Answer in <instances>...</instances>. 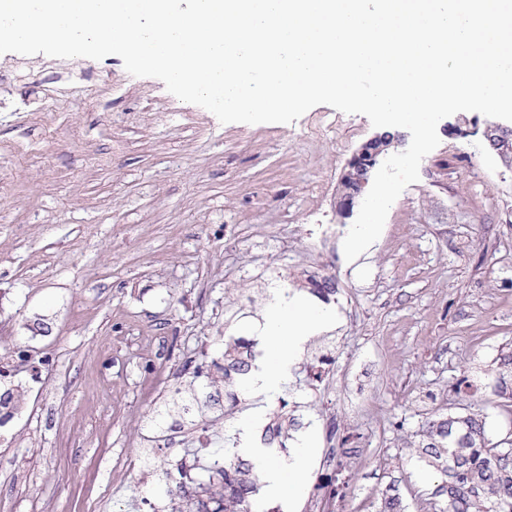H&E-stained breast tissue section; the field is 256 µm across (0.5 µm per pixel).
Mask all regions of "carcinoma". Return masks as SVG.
<instances>
[{
    "mask_svg": "<svg viewBox=\"0 0 512 512\" xmlns=\"http://www.w3.org/2000/svg\"><path fill=\"white\" fill-rule=\"evenodd\" d=\"M249 343L238 340L224 347V395L236 406L241 392L231 387L233 375H246L251 364L239 352ZM170 409L152 411L150 431L162 432ZM420 458L441 472L431 512H512V435L497 442L488 436L484 414L430 412L419 424ZM223 484L211 493L212 512H249L257 489L249 466L234 453L224 461Z\"/></svg>",
    "mask_w": 512,
    "mask_h": 512,
    "instance_id": "carcinoma-1",
    "label": "carcinoma"
}]
</instances>
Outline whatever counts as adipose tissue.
<instances>
[{
  "label": "adipose tissue",
  "instance_id": "ef3b65f1",
  "mask_svg": "<svg viewBox=\"0 0 512 512\" xmlns=\"http://www.w3.org/2000/svg\"><path fill=\"white\" fill-rule=\"evenodd\" d=\"M335 320L333 310L311 309L294 299H276L263 316L258 337L263 355L255 373L245 381V391L271 397L278 394L287 385L291 369L301 359L309 340ZM314 447V439H306L301 458L289 472L272 462L265 449H253L262 472L264 495L272 499L298 497L305 485Z\"/></svg>",
  "mask_w": 512,
  "mask_h": 512
}]
</instances>
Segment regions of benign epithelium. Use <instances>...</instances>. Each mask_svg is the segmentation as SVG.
Here are the masks:
<instances>
[{"instance_id": "7a95c632", "label": "benign epithelium", "mask_w": 512, "mask_h": 512, "mask_svg": "<svg viewBox=\"0 0 512 512\" xmlns=\"http://www.w3.org/2000/svg\"><path fill=\"white\" fill-rule=\"evenodd\" d=\"M448 132L460 137H478L490 144L501 162L512 166V126L498 122L463 121L448 127ZM397 144L389 134L377 135L365 142L347 163L339 181L336 193V208L341 212L350 210L355 201L363 195L371 170L380 158Z\"/></svg>"}]
</instances>
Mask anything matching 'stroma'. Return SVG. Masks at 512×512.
Returning a JSON list of instances; mask_svg holds the SVG:
<instances>
[{
  "label": "stroma",
  "mask_w": 512,
  "mask_h": 512,
  "mask_svg": "<svg viewBox=\"0 0 512 512\" xmlns=\"http://www.w3.org/2000/svg\"><path fill=\"white\" fill-rule=\"evenodd\" d=\"M369 119L322 104L287 124H223L120 57L0 54V393L19 390L0 427V512H121L147 497L184 512L162 471L183 449L148 438L155 407L187 386L185 363L222 362L224 345L261 323L270 284L332 309L312 337L336 358L319 386L279 399L194 380L212 401L196 419L232 438L255 415L259 438L279 400L316 453L356 449L333 512H380L399 497L421 512L441 481L412 444L424 413L482 412L488 435L512 432L496 393L512 351V168L484 141L449 135L354 261L356 220L336 211L352 155L377 135ZM319 268L328 298L307 276ZM163 341L170 371L150 396L121 365L127 343ZM25 347L36 357L13 355ZM152 454L151 475L116 471Z\"/></svg>",
  "instance_id": "35a3bbf8"
}]
</instances>
